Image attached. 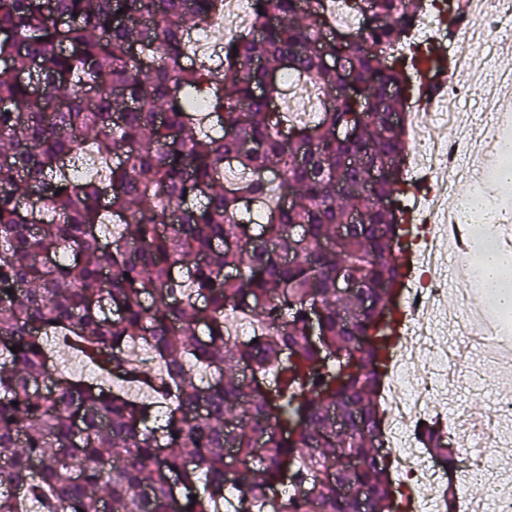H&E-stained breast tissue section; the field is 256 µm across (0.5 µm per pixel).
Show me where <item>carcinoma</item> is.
Instances as JSON below:
<instances>
[{"label":"carcinoma","mask_w":512,"mask_h":512,"mask_svg":"<svg viewBox=\"0 0 512 512\" xmlns=\"http://www.w3.org/2000/svg\"><path fill=\"white\" fill-rule=\"evenodd\" d=\"M430 8L254 0L224 55L195 59L189 34L224 0H0V512H219L228 448L259 465V478H238L246 512H354L338 483L364 487L366 512H392L391 463H376L371 436H383L393 341L375 317L401 278L406 180L390 174L364 195L363 165L340 166L352 146L336 131L358 130L382 165L407 153L406 125L389 115L404 111L407 70L435 63L431 49L403 55ZM335 57L349 69L328 67ZM287 74L322 106L305 121L279 106ZM199 102L219 132L202 129ZM79 157L82 177L68 171ZM226 161L253 176L222 179ZM251 201L271 206L256 227ZM355 209L366 223L336 237ZM338 271L360 293L338 292ZM227 311L262 327L232 341ZM49 336L154 390L165 418L53 373ZM424 447L461 462L446 432L426 431ZM340 448L362 468L336 467Z\"/></svg>","instance_id":"carcinoma-1"}]
</instances>
